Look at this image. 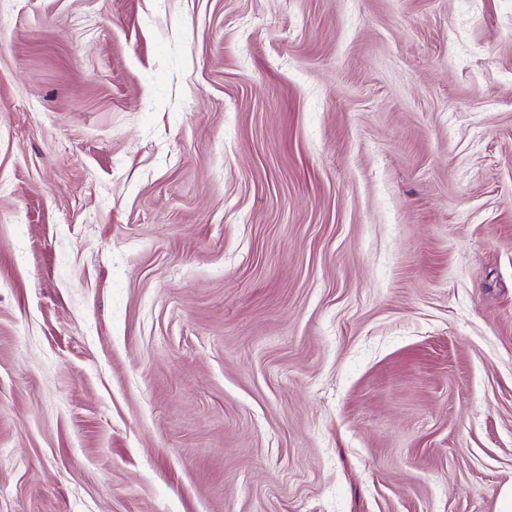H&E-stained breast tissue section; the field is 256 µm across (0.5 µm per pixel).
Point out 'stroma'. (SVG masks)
<instances>
[{
	"instance_id": "obj_1",
	"label": "stroma",
	"mask_w": 512,
	"mask_h": 512,
	"mask_svg": "<svg viewBox=\"0 0 512 512\" xmlns=\"http://www.w3.org/2000/svg\"><path fill=\"white\" fill-rule=\"evenodd\" d=\"M512 0H0V512H498Z\"/></svg>"
}]
</instances>
